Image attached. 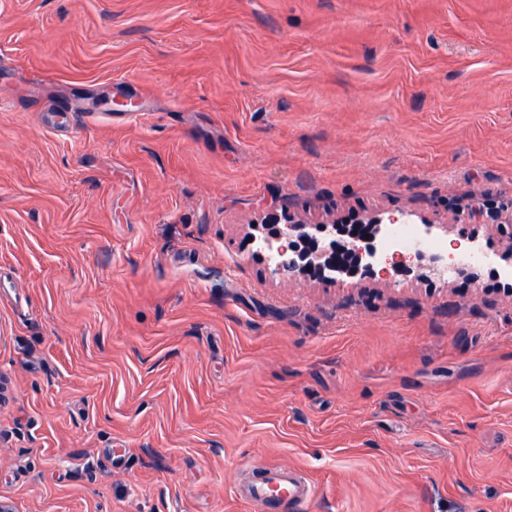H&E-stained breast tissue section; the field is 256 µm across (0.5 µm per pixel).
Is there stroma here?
<instances>
[{
  "instance_id": "35a3bbf8",
  "label": "stroma",
  "mask_w": 512,
  "mask_h": 512,
  "mask_svg": "<svg viewBox=\"0 0 512 512\" xmlns=\"http://www.w3.org/2000/svg\"><path fill=\"white\" fill-rule=\"evenodd\" d=\"M510 207L512 0H0V499L512 512ZM284 209L492 261L288 282ZM388 224H393L386 231V236L382 241V249L389 251L393 248L411 252H431L442 249L445 246L422 237L416 227H412L408 222H400L398 218H389ZM313 486L297 470L264 466L240 490V498L266 507L269 512H303L313 498Z\"/></svg>"
}]
</instances>
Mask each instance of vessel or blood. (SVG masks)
<instances>
[{"label": "vessel or blood", "mask_w": 512, "mask_h": 512, "mask_svg": "<svg viewBox=\"0 0 512 512\" xmlns=\"http://www.w3.org/2000/svg\"><path fill=\"white\" fill-rule=\"evenodd\" d=\"M240 496L268 512H306L313 486L297 470L266 466L241 489Z\"/></svg>", "instance_id": "obj_1"}]
</instances>
